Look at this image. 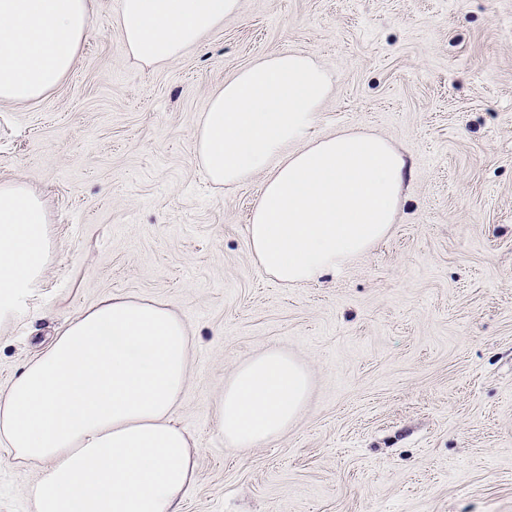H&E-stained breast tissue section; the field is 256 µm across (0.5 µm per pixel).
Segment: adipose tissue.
Masks as SVG:
<instances>
[{
    "mask_svg": "<svg viewBox=\"0 0 512 512\" xmlns=\"http://www.w3.org/2000/svg\"><path fill=\"white\" fill-rule=\"evenodd\" d=\"M240 9V0H122L128 56L145 66L182 57ZM90 0H0V101L26 103L71 70ZM333 92L330 73L297 49L244 67L210 98L192 144L214 184L259 175L248 226L256 262L284 287L316 282L390 233L406 163L387 139L311 131ZM51 251L46 206L25 182H0V322L14 319ZM190 330L164 302L115 295L78 313L0 396V442L38 465L34 512H178L197 450L173 420L190 376ZM310 378L268 349L224 384L225 441L254 448L298 418Z\"/></svg>",
    "mask_w": 512,
    "mask_h": 512,
    "instance_id": "1",
    "label": "adipose tissue"
}]
</instances>
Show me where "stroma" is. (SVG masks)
<instances>
[{"mask_svg": "<svg viewBox=\"0 0 512 512\" xmlns=\"http://www.w3.org/2000/svg\"><path fill=\"white\" fill-rule=\"evenodd\" d=\"M121 7L91 0L57 88L0 102V181L42 194L52 242L0 324V391L81 310L160 300L192 332L180 512H512V0H241L159 67L126 54ZM284 48L333 76L314 135L380 134L409 169L389 236L296 288L249 248L261 176L214 186L192 151L210 95ZM270 348L309 373L307 404L279 438L231 447L216 402ZM36 474L0 443V512H33Z\"/></svg>", "mask_w": 512, "mask_h": 512, "instance_id": "1", "label": "stroma"}]
</instances>
